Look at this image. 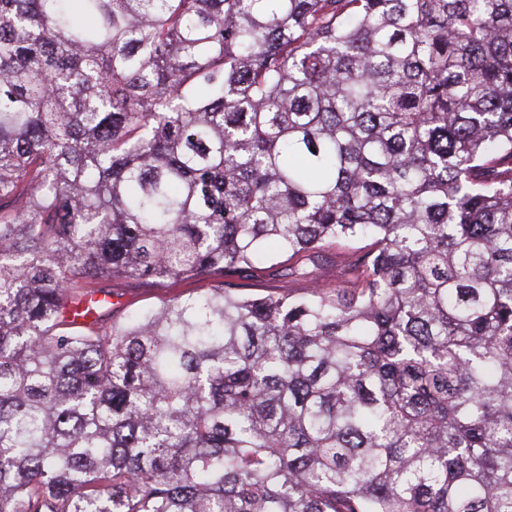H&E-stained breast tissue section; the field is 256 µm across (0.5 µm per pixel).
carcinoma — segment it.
Wrapping results in <instances>:
<instances>
[{"mask_svg":"<svg viewBox=\"0 0 512 512\" xmlns=\"http://www.w3.org/2000/svg\"><path fill=\"white\" fill-rule=\"evenodd\" d=\"M0 512H512V0H0ZM349 249L331 246L321 251L316 263L310 267L311 275L328 287H336L344 279L343 259ZM286 257L265 261L260 267L263 268L246 280L233 281L239 292L247 295H296L302 293L304 281L297 279L288 270ZM272 265L273 263H276ZM217 282L213 279L189 280L183 282H142L133 280H112V283H103L104 288H112L119 296H113L112 302H119L121 306L130 309L146 308L155 304L162 298H173L178 295L199 291L201 288H214Z\"/></svg>","mask_w":512,"mask_h":512,"instance_id":"cac0c4a2","label":"carcinoma"}]
</instances>
